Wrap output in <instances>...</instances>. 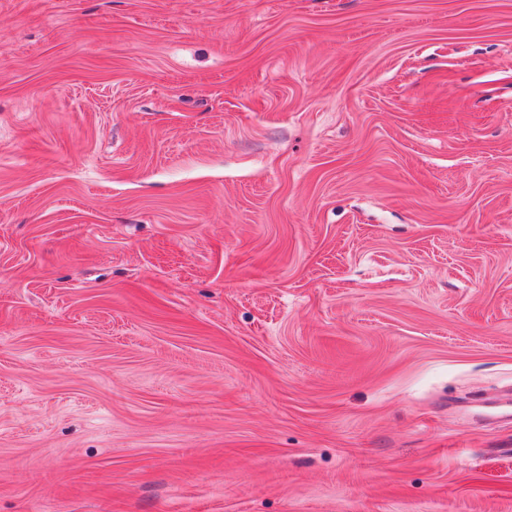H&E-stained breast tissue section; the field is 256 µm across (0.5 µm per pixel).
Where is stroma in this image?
Masks as SVG:
<instances>
[{
	"mask_svg": "<svg viewBox=\"0 0 512 512\" xmlns=\"http://www.w3.org/2000/svg\"><path fill=\"white\" fill-rule=\"evenodd\" d=\"M0 512H512V0H0Z\"/></svg>",
	"mask_w": 512,
	"mask_h": 512,
	"instance_id": "1",
	"label": "stroma"
}]
</instances>
